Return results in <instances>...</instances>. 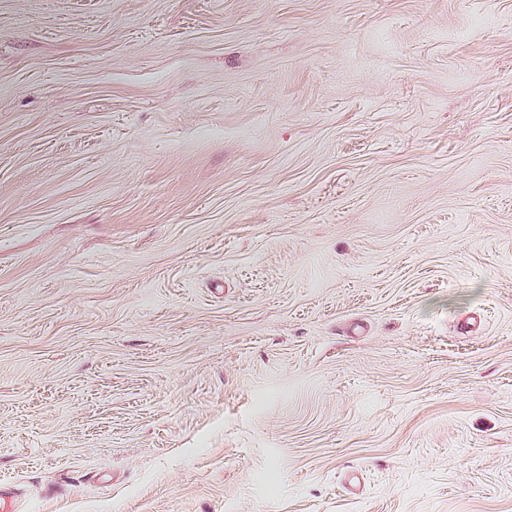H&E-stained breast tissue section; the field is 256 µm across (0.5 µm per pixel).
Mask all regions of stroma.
Segmentation results:
<instances>
[{"label":"stroma","instance_id":"35a3bbf8","mask_svg":"<svg viewBox=\"0 0 512 512\" xmlns=\"http://www.w3.org/2000/svg\"><path fill=\"white\" fill-rule=\"evenodd\" d=\"M2 485L512 512V0H0Z\"/></svg>","mask_w":512,"mask_h":512}]
</instances>
